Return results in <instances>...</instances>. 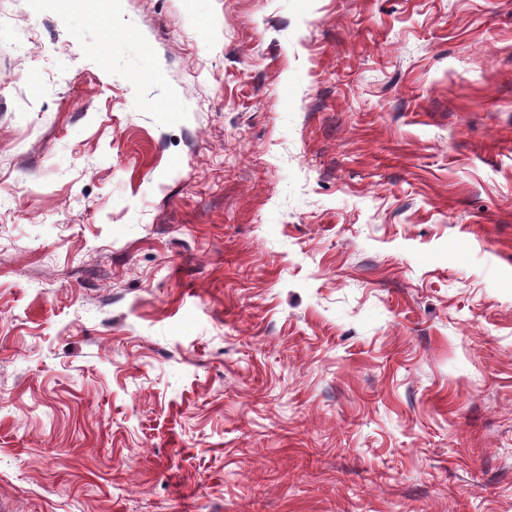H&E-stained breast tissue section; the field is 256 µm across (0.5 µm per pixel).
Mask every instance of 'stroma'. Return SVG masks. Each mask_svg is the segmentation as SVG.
Returning <instances> with one entry per match:
<instances>
[{
	"label": "stroma",
	"mask_w": 512,
	"mask_h": 512,
	"mask_svg": "<svg viewBox=\"0 0 512 512\" xmlns=\"http://www.w3.org/2000/svg\"><path fill=\"white\" fill-rule=\"evenodd\" d=\"M0 512H512V0H0Z\"/></svg>",
	"instance_id": "obj_1"
}]
</instances>
